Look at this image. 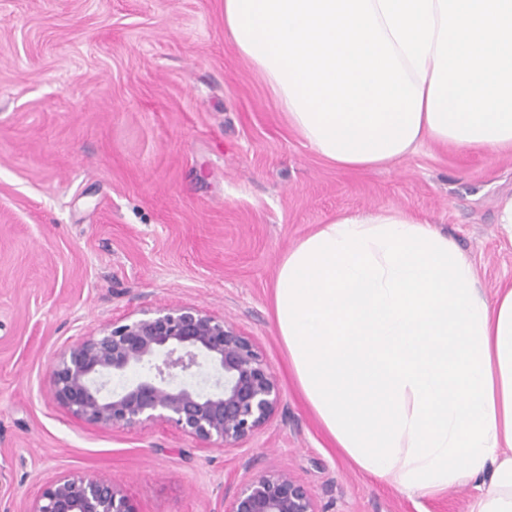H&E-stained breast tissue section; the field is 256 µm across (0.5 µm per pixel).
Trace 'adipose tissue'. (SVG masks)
Segmentation results:
<instances>
[{
  "instance_id": "obj_1",
  "label": "adipose tissue",
  "mask_w": 512,
  "mask_h": 512,
  "mask_svg": "<svg viewBox=\"0 0 512 512\" xmlns=\"http://www.w3.org/2000/svg\"><path fill=\"white\" fill-rule=\"evenodd\" d=\"M224 35L327 163L424 142L512 148V0H224ZM273 321L302 398L360 471L512 512V285L401 209L346 211L279 259Z\"/></svg>"
}]
</instances>
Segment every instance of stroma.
<instances>
[{"mask_svg": "<svg viewBox=\"0 0 512 512\" xmlns=\"http://www.w3.org/2000/svg\"><path fill=\"white\" fill-rule=\"evenodd\" d=\"M511 194L512 151L327 164L225 38L224 0H0V512L63 474L106 477L139 512H221L265 471L298 477L320 512H469L472 487L410 496L333 447L288 370L272 285L315 225L379 207L428 218L487 291L511 285L496 222ZM184 304L254 336L278 384V414L244 448L97 427L52 401L64 345Z\"/></svg>", "mask_w": 512, "mask_h": 512, "instance_id": "stroma-1", "label": "stroma"}]
</instances>
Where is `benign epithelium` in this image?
<instances>
[{"label":"benign epithelium","mask_w":512,"mask_h":512,"mask_svg":"<svg viewBox=\"0 0 512 512\" xmlns=\"http://www.w3.org/2000/svg\"><path fill=\"white\" fill-rule=\"evenodd\" d=\"M143 374L122 391L105 381ZM52 400L90 425L136 428L166 424L203 446L232 452L270 424L281 395L254 338L190 305L159 307L114 322L64 347L49 373ZM27 512H139L110 480L60 475ZM226 512H319L294 475L270 471L236 486Z\"/></svg>","instance_id":"7a95c632"}]
</instances>
